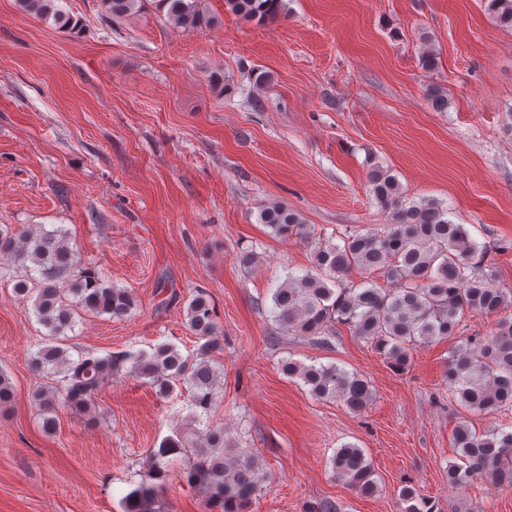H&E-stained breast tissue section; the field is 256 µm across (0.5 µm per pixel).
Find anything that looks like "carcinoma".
<instances>
[{
	"label": "carcinoma",
	"mask_w": 512,
	"mask_h": 512,
	"mask_svg": "<svg viewBox=\"0 0 512 512\" xmlns=\"http://www.w3.org/2000/svg\"><path fill=\"white\" fill-rule=\"evenodd\" d=\"M27 15L51 21L61 31L77 27L59 0H16ZM169 23L189 31L210 18L198 0H161ZM112 21L125 20L141 9V0H101ZM227 10L246 20L264 22L278 14L283 0H224ZM487 11L502 27L512 28V0H487ZM368 184L377 206L388 214L382 228L336 237L310 238L301 215L285 202L260 210L259 221L281 239H311V267L288 271L273 289L270 318L280 328L330 345L339 327L349 329L371 345L396 371L408 369L410 351L417 345L452 338L463 344L452 349L445 369L448 399L477 413L512 410V317L498 319L486 336L468 332L467 319L497 314L512 306V291L496 287L499 270L488 248L473 241L462 224L448 219V207L436 199L408 202L395 176L379 164L369 166ZM0 260L21 271L15 294L33 300L37 320L47 330L43 346L30 356L29 368L48 382L31 394L41 428L52 434L61 408L88 412L100 385L126 373L151 385L166 398L178 389L190 396V423L167 437L149 453V470L161 478L179 454L190 455L187 482L208 495L217 512H246L262 491L267 475L252 456L224 446V427L213 424L211 413L220 389L221 371L213 354L222 350L215 304L198 292L187 306V325L201 344L183 353L172 343L151 351L70 358L63 347L83 312L121 319L136 306L133 294L104 282L100 273L81 264L61 229L17 232L0 225ZM366 274L360 284L352 272ZM378 274L382 287L371 278ZM281 371L297 378L318 400L339 401L359 413L373 398L369 382L336 364H305L293 359ZM14 388L0 368V407L12 403ZM455 460L448 463V485L465 488L485 477L512 487V429L486 434L461 423L453 432ZM336 477L359 494L377 491L373 469L363 449L345 445L331 458ZM402 512H436L431 499L411 484L398 493ZM157 488L140 483L122 498L123 512H158Z\"/></svg>",
	"instance_id": "1"
}]
</instances>
